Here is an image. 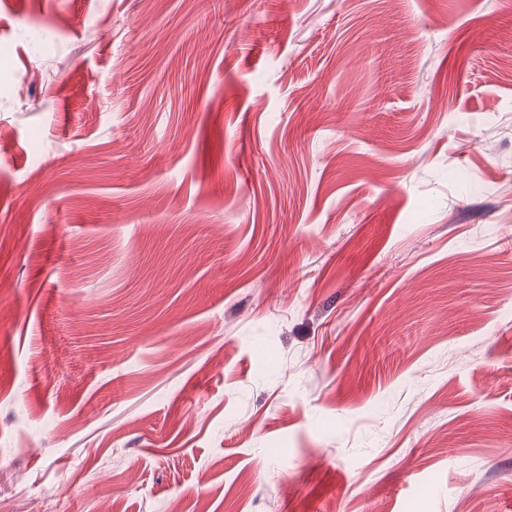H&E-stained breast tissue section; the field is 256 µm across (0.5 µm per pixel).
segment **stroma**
Returning <instances> with one entry per match:
<instances>
[{
    "label": "stroma",
    "mask_w": 512,
    "mask_h": 512,
    "mask_svg": "<svg viewBox=\"0 0 512 512\" xmlns=\"http://www.w3.org/2000/svg\"><path fill=\"white\" fill-rule=\"evenodd\" d=\"M512 512V0H0V512Z\"/></svg>",
    "instance_id": "35a3bbf8"
}]
</instances>
